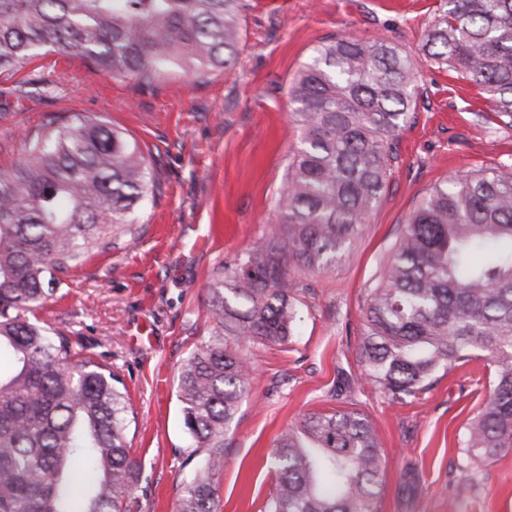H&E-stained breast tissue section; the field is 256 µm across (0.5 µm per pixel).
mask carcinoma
I'll return each instance as SVG.
<instances>
[{
    "label": "carcinoma",
    "mask_w": 512,
    "mask_h": 512,
    "mask_svg": "<svg viewBox=\"0 0 512 512\" xmlns=\"http://www.w3.org/2000/svg\"><path fill=\"white\" fill-rule=\"evenodd\" d=\"M246 0H0V79L48 54L152 85L180 71H230ZM424 50L479 88L512 126V0H444ZM415 62L383 39L333 37L289 90L301 147L289 157L266 241L214 272L210 339L177 382L183 424L202 466L181 482L177 512H219L224 432L247 393L241 344H286L303 291L293 274L334 266L386 191L396 135L416 104ZM0 168V512H126L139 478L128 404L112 369L76 349L35 311L85 252L112 246L154 196L150 162L104 120L59 116ZM487 362L484 407L467 447H512V169L436 184L399 225L367 289L361 377L391 401L421 398L442 367ZM263 512H377L382 450L358 409L303 415L272 448Z\"/></svg>",
    "instance_id": "obj_1"
}]
</instances>
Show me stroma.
Masks as SVG:
<instances>
[{"label":"stroma","instance_id":"stroma-1","mask_svg":"<svg viewBox=\"0 0 512 512\" xmlns=\"http://www.w3.org/2000/svg\"><path fill=\"white\" fill-rule=\"evenodd\" d=\"M232 71L207 80L180 72L143 89L50 54L26 66L42 82L26 93L0 84V166L21 157L25 135L81 113L103 118L150 160L161 191L136 213L130 234L90 250L40 311L70 331L85 355L110 365L127 393V439L141 472L130 512H176L191 452L177 378L209 339L206 285L214 271L261 244L276 221L274 198L301 145L289 89L312 51L334 36L381 37L417 62L419 97L398 133L399 158L362 235L332 269L303 278L299 321L285 345L255 344L250 388L224 435L220 512H259L275 482L269 454L301 415L367 414L383 450L380 512H512V451L466 448L483 407V361L439 369L411 403L389 401L360 375L366 291L402 224L437 183L512 167V126L477 88L426 56L442 0H249ZM468 466L469 487L451 486Z\"/></svg>","mask_w":512,"mask_h":512}]
</instances>
